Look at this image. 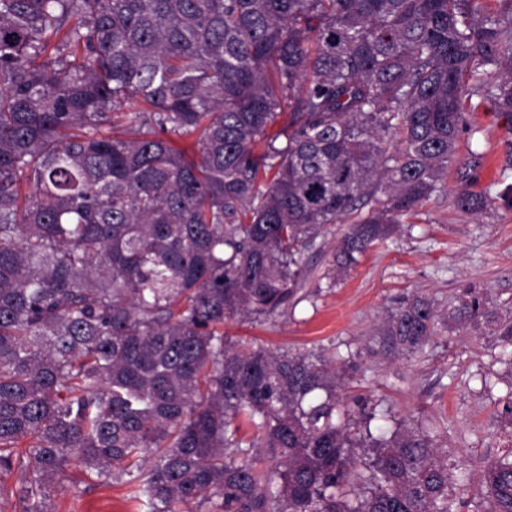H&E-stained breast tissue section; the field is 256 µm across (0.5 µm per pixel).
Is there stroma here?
<instances>
[{
    "label": "stroma",
    "instance_id": "35a3bbf8",
    "mask_svg": "<svg viewBox=\"0 0 512 512\" xmlns=\"http://www.w3.org/2000/svg\"><path fill=\"white\" fill-rule=\"evenodd\" d=\"M475 168L471 191L492 201L479 214L459 209V170ZM512 120L472 96L454 160L438 192L384 244L370 248L344 276L328 279L344 225H329L305 256L308 275L288 310L268 319L228 321L225 335L273 352L345 358L350 394L368 396L378 413L422 422L448 440L454 474L478 471L512 444V425L499 414L511 371L490 325L439 326L408 359L385 360L368 345L388 312L414 294L430 297L447 315L466 290L500 313L512 311ZM54 512H142L127 486L105 485L69 465L53 494Z\"/></svg>",
    "mask_w": 512,
    "mask_h": 512
}]
</instances>
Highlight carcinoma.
<instances>
[{"instance_id":"1","label":"carcinoma","mask_w":512,"mask_h":512,"mask_svg":"<svg viewBox=\"0 0 512 512\" xmlns=\"http://www.w3.org/2000/svg\"><path fill=\"white\" fill-rule=\"evenodd\" d=\"M477 2L0 0V502L52 512L78 463L144 512H453L447 441L372 430L324 358L224 321L288 310L329 224L367 209L328 279L388 240L438 191L468 93L512 117V20ZM451 318L512 344L471 290ZM438 321L417 296L373 353L410 358ZM468 506L512 512V450Z\"/></svg>"}]
</instances>
